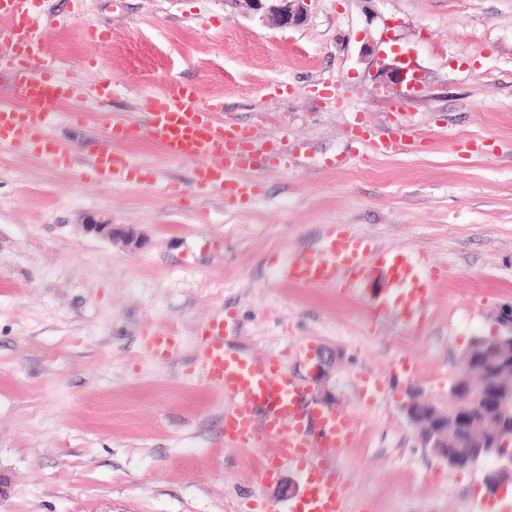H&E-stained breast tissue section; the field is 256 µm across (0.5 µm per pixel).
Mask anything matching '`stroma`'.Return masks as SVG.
Returning a JSON list of instances; mask_svg holds the SVG:
<instances>
[{"label": "stroma", "mask_w": 512, "mask_h": 512, "mask_svg": "<svg viewBox=\"0 0 512 512\" xmlns=\"http://www.w3.org/2000/svg\"><path fill=\"white\" fill-rule=\"evenodd\" d=\"M306 9L278 28L229 0L36 4L43 53L123 92L63 105L83 116L55 130L64 161L0 148V512H289L300 492L281 485L299 472L263 479V446H226L235 402L195 373L214 317L227 348L279 356L307 404L350 416L334 466L353 512H512L511 491L486 500L480 470L427 454L399 410L411 385L447 407L462 352L512 305V0ZM90 24L110 39L91 43ZM388 26L425 78L416 95L375 77ZM172 84L260 140L287 139V163L245 172L255 198L199 194L196 162L149 136L118 149L153 184L82 178L113 114L145 123L141 96ZM406 115L421 143L376 153L372 138ZM92 218L132 227L144 247L85 234ZM328 224L439 268L422 323L407 322L402 291L375 320L336 287L277 280L271 257L319 248ZM152 329L175 334L170 360L145 353Z\"/></svg>", "instance_id": "1"}]
</instances>
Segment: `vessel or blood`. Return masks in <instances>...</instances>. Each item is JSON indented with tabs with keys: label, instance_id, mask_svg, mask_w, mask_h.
<instances>
[{
	"label": "vessel or blood",
	"instance_id": "b4317fda",
	"mask_svg": "<svg viewBox=\"0 0 512 512\" xmlns=\"http://www.w3.org/2000/svg\"><path fill=\"white\" fill-rule=\"evenodd\" d=\"M33 0H0V17L11 24L0 31V70L11 78L16 104L0 105V144L11 147L40 145L45 157L56 160L63 151L51 136L61 120V106L75 94L79 78H61L55 60L41 56L31 41ZM145 127L122 117L113 118L108 137L112 142L147 134L160 140L164 152L179 160H196V188L210 194L246 197L252 183L238 180L258 158L282 161L284 150L257 149L253 133L218 120L216 110L199 104L192 88L173 84L164 92L143 96ZM417 136L408 124L377 139L375 150L397 154ZM110 146L94 154L83 175L87 178L149 183L151 172L129 154ZM278 279L307 287L335 285L352 296L361 295L374 273L403 286L408 295L407 315L425 306L437 278L426 260L402 254L372 253L364 239L330 224L324 244L315 251L274 259ZM226 321H209L202 332L204 345L197 361L201 378L217 393L236 400L235 410L224 417V443L232 448L269 442L264 476L284 465L299 466L304 495L293 512H347L345 483L326 463L351 441L350 417L330 408L303 405V390L282 371L277 357L261 362L244 359L224 347ZM146 353L167 360L176 351L171 332H153L145 337Z\"/></svg>",
	"mask_w": 512,
	"mask_h": 512
}]
</instances>
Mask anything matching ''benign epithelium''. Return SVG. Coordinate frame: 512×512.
<instances>
[{
    "mask_svg": "<svg viewBox=\"0 0 512 512\" xmlns=\"http://www.w3.org/2000/svg\"><path fill=\"white\" fill-rule=\"evenodd\" d=\"M306 0H230V3L242 7L247 13L258 14L260 19L271 26L283 28L301 25L306 16ZM393 62L386 70V78L394 85L405 88L413 95L421 90L422 76L409 53L392 48ZM86 233L120 242L129 247H141L142 238L122 224H111L92 220L83 225ZM496 328L491 335L485 336L480 343L483 352L496 354L500 350L512 348V306L500 309L495 315ZM473 346H468L461 355V370L453 377L448 386V405L455 406L464 400L479 401L487 397L483 382L469 372ZM400 409L407 422L415 429L422 448L428 449L437 460L452 463L456 470L465 467L459 464L458 455L448 452V440L452 427L448 425V414L438 411L432 401L413 390L402 401ZM476 444L485 448L484 458L493 462V466L483 472L482 483L489 491L500 492L512 481V429L500 427Z\"/></svg>",
    "mask_w": 512,
    "mask_h": 512,
    "instance_id": "7a95c632",
    "label": "benign epithelium"
}]
</instances>
